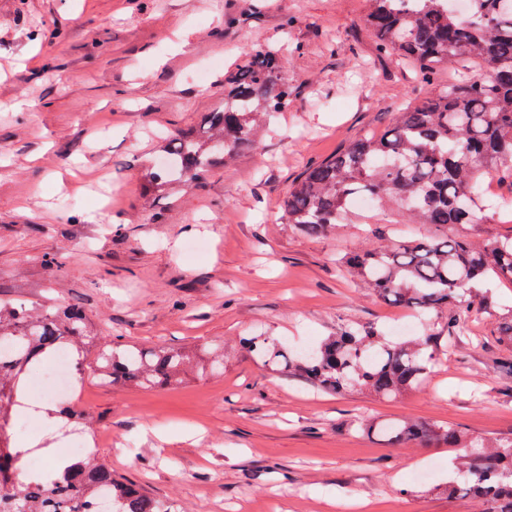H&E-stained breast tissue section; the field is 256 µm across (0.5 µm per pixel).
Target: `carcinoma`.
<instances>
[{"mask_svg": "<svg viewBox=\"0 0 512 512\" xmlns=\"http://www.w3.org/2000/svg\"><path fill=\"white\" fill-rule=\"evenodd\" d=\"M367 25L374 54L404 69L411 100L378 135L359 137L335 156L312 163L288 189L282 223L310 235L356 219L370 224L389 211L404 224L448 227L480 224L512 211V195L490 199L481 189L491 171L512 179V0H472L469 20L454 0H368ZM289 44H255L224 75V104L201 113L198 125L158 140L155 152L176 170L154 163L138 169L146 202L173 195L204 179L262 138L271 117L288 109ZM455 71L435 89L438 71ZM357 196L374 201L367 212L353 208ZM351 272L384 301L418 316L448 315V339L485 297L472 287L484 276L512 281V239L481 246L459 237L409 238L395 249L360 251L346 257ZM14 355L0 360V430L18 405L19 385L33 362L69 351L74 371L90 363L105 383L144 389L177 382L189 355L170 347L141 348L112 342L75 305L0 299V342ZM262 365L297 376L329 392L362 388L383 398L421 384L437 355L434 337L384 341L373 325L346 328L319 346L294 351L271 336L245 341ZM60 416L78 424L88 416L71 402ZM392 445L413 441L456 447L457 428L406 420L364 421ZM19 451L0 436V512H176L138 485L112 472L91 453L63 468L18 478ZM448 495L472 496L488 512H512V442L459 449Z\"/></svg>", "mask_w": 512, "mask_h": 512, "instance_id": "cac0c4a2", "label": "carcinoma"}]
</instances>
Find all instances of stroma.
Segmentation results:
<instances>
[{"label":"stroma","instance_id":"stroma-1","mask_svg":"<svg viewBox=\"0 0 512 512\" xmlns=\"http://www.w3.org/2000/svg\"><path fill=\"white\" fill-rule=\"evenodd\" d=\"M262 3L254 14L245 0H0V298L50 296L81 307L104 336L204 364L154 389L103 384L90 366L75 377L98 459L177 512H337L336 500L358 498L372 512H485L442 491L456 449L394 446L360 423L406 418L452 425L467 445L512 441V374L498 368L512 358L501 334L512 283H478L488 305L456 340L447 313L423 317L414 332L437 336L439 353L419 388L392 399L320 391L263 367L242 343L265 334L307 348L366 323L398 341L409 311L336 259L437 233L339 224L309 236L277 223L307 164L383 130L411 93L374 56L367 0ZM289 15L304 45L288 63L293 105L203 186L145 206L135 161L224 101L223 73L199 86L195 71L277 42ZM43 26L65 40H25ZM367 92L369 110L358 104ZM29 423L11 424L10 440L36 439L44 461L65 456L61 427Z\"/></svg>","mask_w":512,"mask_h":512}]
</instances>
